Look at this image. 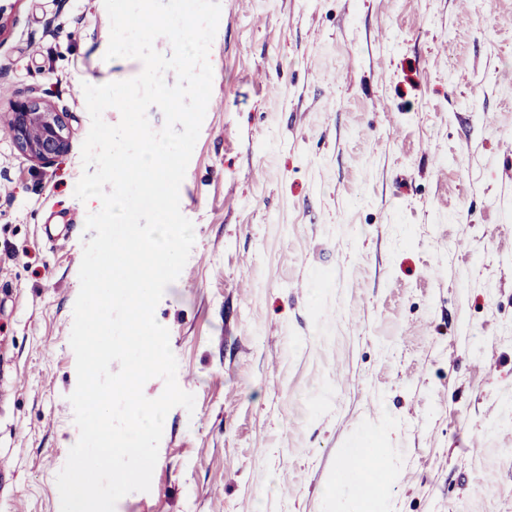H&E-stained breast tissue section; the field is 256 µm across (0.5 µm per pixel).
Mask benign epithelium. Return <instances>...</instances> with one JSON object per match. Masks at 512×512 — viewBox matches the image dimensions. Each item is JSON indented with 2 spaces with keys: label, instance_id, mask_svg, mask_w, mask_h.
<instances>
[{
  "label": "benign epithelium",
  "instance_id": "benign-epithelium-1",
  "mask_svg": "<svg viewBox=\"0 0 512 512\" xmlns=\"http://www.w3.org/2000/svg\"><path fill=\"white\" fill-rule=\"evenodd\" d=\"M9 115L16 148L35 165H50L70 149V127L51 104L36 98L18 99L11 104Z\"/></svg>",
  "mask_w": 512,
  "mask_h": 512
}]
</instances>
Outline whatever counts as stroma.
Returning <instances> with one entry per match:
<instances>
[{
	"mask_svg": "<svg viewBox=\"0 0 512 512\" xmlns=\"http://www.w3.org/2000/svg\"><path fill=\"white\" fill-rule=\"evenodd\" d=\"M220 2L195 244L155 311L195 405L115 512H357L323 494L363 441L374 512H512V0ZM0 5V512H60L82 86L142 64H105L103 0ZM29 96L72 132L44 168L5 130Z\"/></svg>",
	"mask_w": 512,
	"mask_h": 512,
	"instance_id": "35a3bbf8",
	"label": "stroma"
}]
</instances>
